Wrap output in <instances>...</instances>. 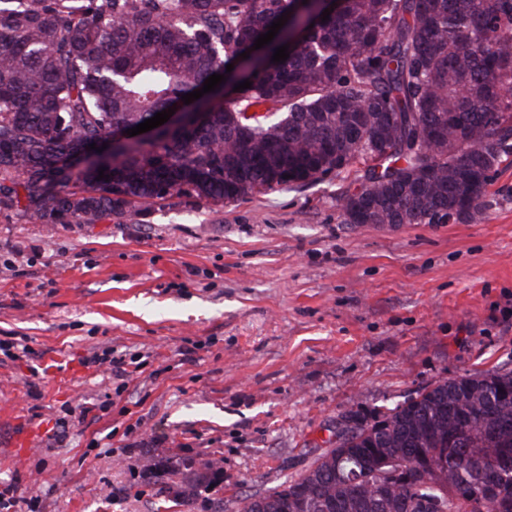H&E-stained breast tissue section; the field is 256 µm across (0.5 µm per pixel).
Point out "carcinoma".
<instances>
[{
  "instance_id": "cac0c4a2",
  "label": "carcinoma",
  "mask_w": 512,
  "mask_h": 512,
  "mask_svg": "<svg viewBox=\"0 0 512 512\" xmlns=\"http://www.w3.org/2000/svg\"><path fill=\"white\" fill-rule=\"evenodd\" d=\"M230 63L251 88L220 84L188 127L90 160ZM510 158L512 0H0V211L33 223L354 168L344 223L465 224ZM487 483L512 497V369L438 380L371 421L344 414L333 447L241 512H482Z\"/></svg>"
}]
</instances>
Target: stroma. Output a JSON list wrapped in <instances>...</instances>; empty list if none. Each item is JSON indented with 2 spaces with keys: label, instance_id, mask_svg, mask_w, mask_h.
Returning <instances> with one entry per match:
<instances>
[{
  "label": "stroma",
  "instance_id": "35a3bbf8",
  "mask_svg": "<svg viewBox=\"0 0 512 512\" xmlns=\"http://www.w3.org/2000/svg\"><path fill=\"white\" fill-rule=\"evenodd\" d=\"M354 178L99 224L0 213V340L31 349L0 354V482L33 512H239L343 413L512 369V163L467 224L343 223Z\"/></svg>",
  "mask_w": 512,
  "mask_h": 512
}]
</instances>
